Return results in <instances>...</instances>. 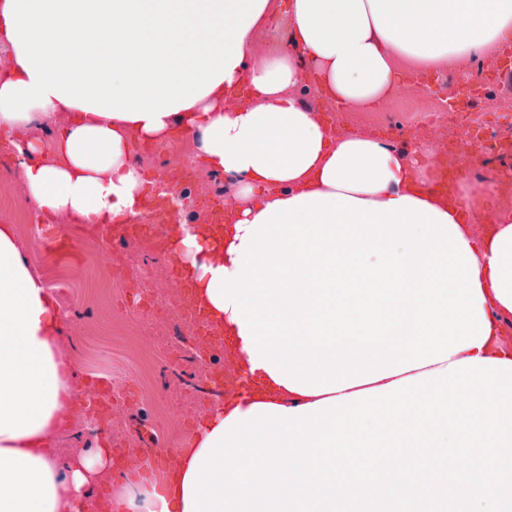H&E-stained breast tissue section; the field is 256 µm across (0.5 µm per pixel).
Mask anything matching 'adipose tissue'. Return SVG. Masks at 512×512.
Here are the masks:
<instances>
[{"label": "adipose tissue", "mask_w": 512, "mask_h": 512, "mask_svg": "<svg viewBox=\"0 0 512 512\" xmlns=\"http://www.w3.org/2000/svg\"><path fill=\"white\" fill-rule=\"evenodd\" d=\"M290 25L289 46L260 34ZM512 40V0H0V133L43 217L120 227L148 180L140 143L180 133L232 178L234 219L174 224L168 247L236 358L163 482L114 478L115 512H185L209 434L254 404L288 408L477 357L512 361V203L459 175L438 192L432 144L396 148L326 104L390 101L401 70L463 71ZM59 126L52 142L34 135ZM15 227L0 223V512H91L110 442L49 450L79 397L58 360L63 314Z\"/></svg>", "instance_id": "1"}]
</instances>
